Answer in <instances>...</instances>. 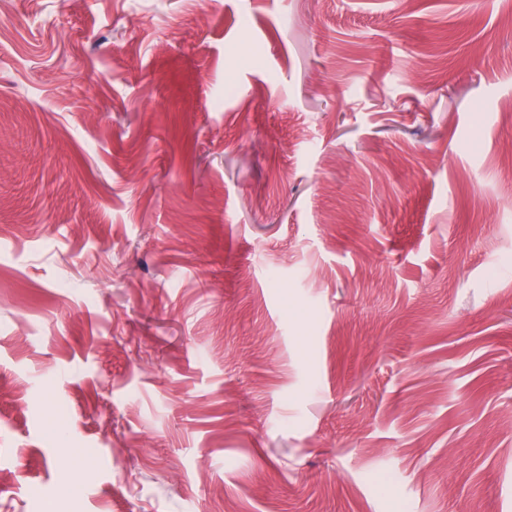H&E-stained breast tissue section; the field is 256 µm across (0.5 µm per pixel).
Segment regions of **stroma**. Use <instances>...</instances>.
<instances>
[{"label":"stroma","instance_id":"stroma-1","mask_svg":"<svg viewBox=\"0 0 512 512\" xmlns=\"http://www.w3.org/2000/svg\"><path fill=\"white\" fill-rule=\"evenodd\" d=\"M0 512H512V0H0Z\"/></svg>","mask_w":512,"mask_h":512}]
</instances>
